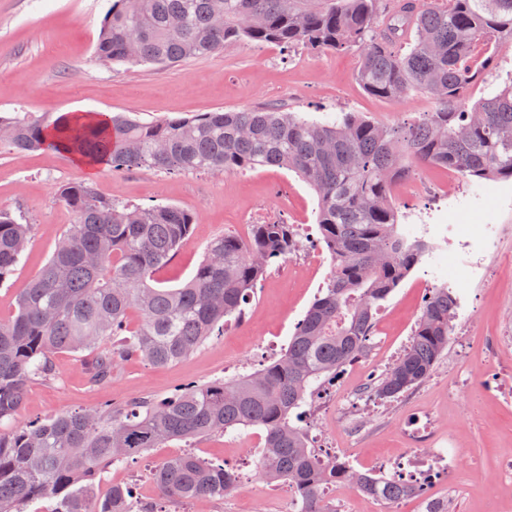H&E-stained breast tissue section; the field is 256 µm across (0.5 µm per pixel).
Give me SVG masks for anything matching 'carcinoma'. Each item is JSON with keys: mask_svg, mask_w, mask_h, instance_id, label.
I'll return each instance as SVG.
<instances>
[{"mask_svg": "<svg viewBox=\"0 0 512 512\" xmlns=\"http://www.w3.org/2000/svg\"><path fill=\"white\" fill-rule=\"evenodd\" d=\"M384 0H112L96 44L112 64L175 65L211 56L239 41L283 48L352 51L357 79L371 95L426 94L424 117L384 124L351 112L324 122L274 105L203 112L156 122L89 112L56 119L0 116V146L17 156L47 147L89 165L115 170L235 173L286 167L318 195L316 225L333 271L299 320L280 357L230 380L192 385L162 400L66 411L15 424L34 381L55 377L53 356L89 352L87 380L112 381V371L137 356L164 366L192 355L212 336L240 324L268 268L303 248L294 225L255 224L243 240L214 238L182 286L155 284L177 256L193 216L173 205H126L89 182L58 189L75 215L38 275L21 289L15 313L0 318V512H24L31 500L57 498L56 512H165L169 500L224 497L238 484L224 464L192 452L153 473L158 498L138 502L114 485L92 503L90 474L132 461L170 441L190 443L240 427L265 430L257 469L292 486L302 512H336L324 501L328 482L355 483L386 503L400 489L387 478L323 458L291 421L306 398L322 392L367 351L384 301L436 246L391 201L398 180L421 165L459 172L476 189L512 178V82L471 103L469 89L490 60L478 53L512 42V0H427L398 5L379 38ZM415 42L403 53L406 23ZM138 55L128 57L131 36ZM31 225L0 211V283L14 273ZM457 299L442 285L424 302L403 353L369 392L394 398L423 383L453 333ZM133 312L140 326L131 330Z\"/></svg>", "mask_w": 512, "mask_h": 512, "instance_id": "1", "label": "carcinoma"}]
</instances>
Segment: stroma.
Listing matches in <instances>:
<instances>
[{
    "label": "stroma",
    "instance_id": "35a3bbf8",
    "mask_svg": "<svg viewBox=\"0 0 512 512\" xmlns=\"http://www.w3.org/2000/svg\"><path fill=\"white\" fill-rule=\"evenodd\" d=\"M110 0H0V115L40 117L66 113L126 112L143 122L199 112L277 105L322 121L353 112L385 123L429 111L421 95L391 101L369 95L357 82V57L348 51H316L237 42L224 51L174 67L109 65L95 43ZM89 181L113 200L174 205L194 217L191 235L176 258L156 275L160 285L183 284L214 237H248L251 225L294 224L304 249L272 266L258 285L244 323L210 337L194 354L158 367L136 358L123 361L112 380L93 387L80 354L54 358L56 377L30 386L17 424L48 419L105 403L162 400L190 383L248 373L279 357L297 322L333 270L328 254L311 260L318 210L316 193L295 172L269 167L216 175L209 171L164 174L146 167H87L50 149L18 157L0 147V210L23 218L32 231L25 257L0 284V316L16 310L19 291L46 263L73 213L58 201L60 185ZM448 171L426 167L397 182L392 199L408 223L426 224L438 249L434 260L414 269L377 314L368 352L344 370L326 396L301 409L309 430L321 432L337 458L363 471L406 453V432L431 418L456 462L446 491L452 512H512V481L500 479L512 457V348L500 336L512 327V179L490 183L475 194L464 180L449 186ZM486 246L480 267L462 271L458 242ZM455 279L460 303L448 348L430 377L395 399L376 400L364 388L400 356L424 304L426 288ZM474 375L456 388L460 375ZM264 433L247 428L197 439L193 451L236 469L254 463ZM182 443L153 448L133 461L94 475L97 497L113 485L129 486L135 498L156 497L155 468L182 454ZM168 512H295L281 485L251 472L223 498L170 501Z\"/></svg>",
    "mask_w": 512,
    "mask_h": 512
}]
</instances>
